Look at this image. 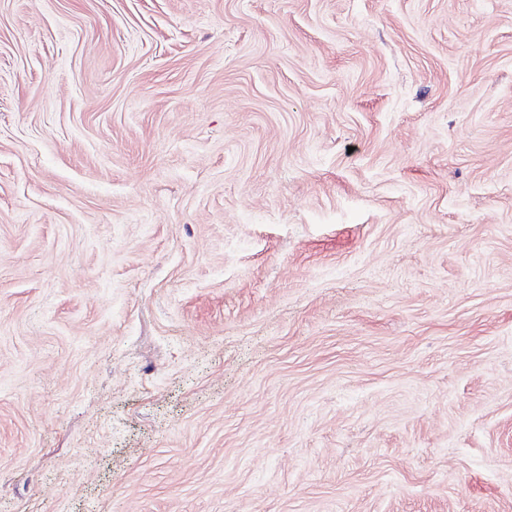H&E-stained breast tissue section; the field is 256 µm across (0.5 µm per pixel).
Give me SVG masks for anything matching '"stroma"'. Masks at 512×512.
I'll use <instances>...</instances> for the list:
<instances>
[{"mask_svg": "<svg viewBox=\"0 0 512 512\" xmlns=\"http://www.w3.org/2000/svg\"><path fill=\"white\" fill-rule=\"evenodd\" d=\"M0 512H512V0H0Z\"/></svg>", "mask_w": 512, "mask_h": 512, "instance_id": "35a3bbf8", "label": "stroma"}]
</instances>
